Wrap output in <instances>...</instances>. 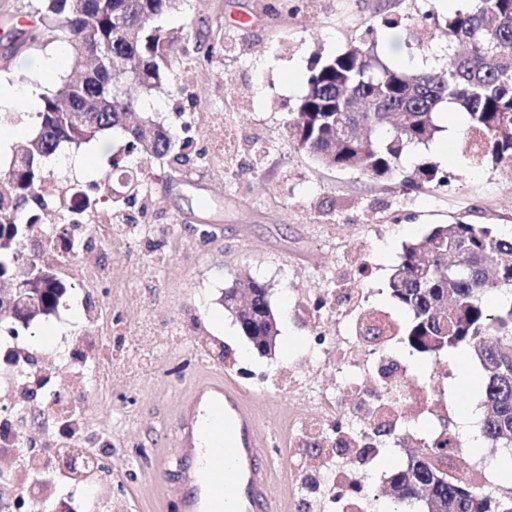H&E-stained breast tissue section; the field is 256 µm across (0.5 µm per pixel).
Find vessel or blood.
<instances>
[{
	"mask_svg": "<svg viewBox=\"0 0 512 512\" xmlns=\"http://www.w3.org/2000/svg\"><path fill=\"white\" fill-rule=\"evenodd\" d=\"M186 458L169 491L181 512H284L265 452L267 433L242 392L220 374L197 378L171 425Z\"/></svg>",
	"mask_w": 512,
	"mask_h": 512,
	"instance_id": "1",
	"label": "vessel or blood"
}]
</instances>
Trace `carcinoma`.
<instances>
[{"instance_id":"carcinoma-1","label":"carcinoma","mask_w":512,"mask_h":512,"mask_svg":"<svg viewBox=\"0 0 512 512\" xmlns=\"http://www.w3.org/2000/svg\"><path fill=\"white\" fill-rule=\"evenodd\" d=\"M176 0H40L30 31L37 42L49 31L66 43L71 67L80 72L41 94L37 126L26 140V164L10 160L0 178V237L24 241L34 224L29 203L46 180L44 160L64 143L77 147L124 129L145 162L181 163L188 144L145 112L129 115L158 90L177 83L171 59L191 54L188 43L170 36L161 20ZM455 46L438 71L413 74L385 63L377 42L353 44L310 68L307 92L288 121L298 148L315 162L371 177L395 171L403 153L432 141L443 106L463 112V149L512 173V0H471L446 20ZM111 50L102 68L95 47ZM111 194L125 201L134 181L104 175ZM41 305L60 304L68 291L57 272L39 284ZM394 303L407 318L394 335L418 353L472 351L485 372L490 408L482 436L512 456V236L490 224L458 221L437 225L402 245L388 281ZM224 309L243 336L261 339L271 351L279 334L267 286L255 279L232 281ZM456 451L423 446L388 476L383 495L415 512H512V487L492 490L448 472Z\"/></svg>"}]
</instances>
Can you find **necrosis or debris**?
I'll list each match as a JSON object with an SVG mask.
<instances>
[{"mask_svg":"<svg viewBox=\"0 0 512 512\" xmlns=\"http://www.w3.org/2000/svg\"><path fill=\"white\" fill-rule=\"evenodd\" d=\"M94 224H52L38 228L40 264L55 268L65 277L77 276L81 287L93 289L82 296L81 305L87 331L61 340L48 353L52 363L69 369L83 389L104 388L113 364H120L130 389H137L141 377L169 372L179 353V345L157 336L150 313L137 319L119 320L99 332L96 326L109 308L108 278L89 256L98 240ZM315 323L332 321L336 333L317 334L313 358L318 375L334 374L335 382L306 385L302 376L286 373L276 387L297 393L311 406L278 433L274 445L288 450L290 466L282 475L284 485L302 488L308 470L317 471L328 490L305 502L304 512H359L362 501L375 499L376 490L366 486L363 475L348 466L370 427L383 422L404 426L407 418L431 417L442 420L447 407L443 399L411 377L397 378L382 388H374L370 376L394 351V327L386 312L367 305L364 296L350 288H334L313 305ZM379 335L367 339L363 326ZM0 347L12 351L13 363L0 367V397L10 405V432H23V419L32 409L20 399L23 386L31 379L26 359L27 339L0 338Z\"/></svg>","mask_w":512,"mask_h":512,"instance_id":"1","label":"necrosis or debris"}]
</instances>
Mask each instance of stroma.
Wrapping results in <instances>:
<instances>
[{"label": "stroma", "instance_id": "obj_1", "mask_svg": "<svg viewBox=\"0 0 512 512\" xmlns=\"http://www.w3.org/2000/svg\"><path fill=\"white\" fill-rule=\"evenodd\" d=\"M38 5L0 0V85L31 88L0 127L21 130V137L35 130L41 94L70 70L65 43L49 33L38 43L27 39ZM428 10L448 16L442 0H184L163 26L188 36L196 63L180 67L178 86L142 108L190 139L188 160L144 165L139 154L128 152V134L117 131L78 147L62 145L44 163L62 188L77 184L96 199L87 216L92 224L110 217L102 176L113 161L141 172L129 212L151 226L150 239L134 244L103 237L97 245V261L112 283V310L133 317L146 309L160 326L174 323L186 336L207 340L261 424L287 421L304 407L293 394L259 391L251 377L274 376L290 365L313 374L310 308L320 291L352 288L390 311L387 283L403 243L457 221L512 233V176L492 164L473 162L459 150L449 159L429 144L410 148L391 177L373 178L316 163L288 134L289 115L307 91L312 63L349 44L376 43L384 61L411 72L443 67L446 28L415 25ZM370 25L378 39L367 34ZM51 57L57 60L52 73L32 80L33 69ZM218 126L229 148L215 155L211 133ZM423 166L438 169L443 182L408 187L406 177ZM203 229L209 239L200 238ZM238 274L269 289L279 328L270 355L250 348L222 305L225 287ZM394 352L409 375L442 393L447 406L465 396L484 409L483 370L473 354L452 349L436 357L401 343ZM174 370L141 382V426L119 434L109 451L111 481L123 487L112 512H154L157 490L144 484L135 448H153L167 478L181 471L182 450L166 424L198 368L184 356ZM51 372L53 384L82 403L88 421L115 416L116 397L125 390L122 375L90 393L77 388L66 369Z\"/></svg>", "mask_w": 512, "mask_h": 512}]
</instances>
